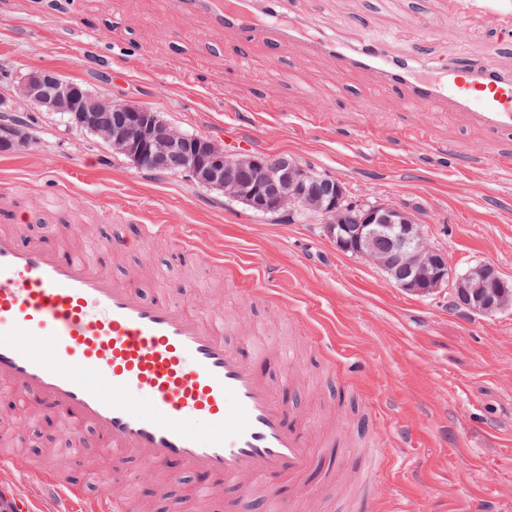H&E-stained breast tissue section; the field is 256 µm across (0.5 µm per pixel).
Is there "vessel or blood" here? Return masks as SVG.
<instances>
[{"label":"vessel or blood","mask_w":512,"mask_h":512,"mask_svg":"<svg viewBox=\"0 0 512 512\" xmlns=\"http://www.w3.org/2000/svg\"><path fill=\"white\" fill-rule=\"evenodd\" d=\"M170 11L206 15L237 34L235 61L252 42L288 41L328 56L340 71L370 72L411 104L467 112L487 131L512 138V76L483 66L395 57L381 45L327 38L289 15L283 0H162ZM183 260L216 264L194 238ZM172 284L148 298L131 278H116L80 252L62 255L44 241L20 244L0 229V386L18 399L39 397L67 422L92 426L113 452L114 474L96 496L56 470H25L58 503L57 512H137L114 498V482L148 476L167 496L171 461L216 477L251 512L258 494L313 468L310 440L296 413L273 392L249 356L224 343L222 316L203 304L193 315L171 300Z\"/></svg>","instance_id":"obj_1"}]
</instances>
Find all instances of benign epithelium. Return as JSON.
I'll return each instance as SVG.
<instances>
[{"mask_svg":"<svg viewBox=\"0 0 512 512\" xmlns=\"http://www.w3.org/2000/svg\"><path fill=\"white\" fill-rule=\"evenodd\" d=\"M9 108L37 105L46 112L67 113L75 125L86 128L137 165L149 158L158 169L173 170L207 184L275 218L298 207L322 217L327 234L342 249H356L385 269L394 283L420 295L441 288L455 293L471 313L493 316L512 307V283L489 264L456 274L445 257L427 242L420 227L403 211L383 204L362 210L356 224L341 223L343 197L336 178H315L284 156L269 159L233 155L208 137L189 141L185 132L148 114V109L92 96L80 85L52 70L31 71L14 80ZM22 143L19 126L0 121V148ZM395 231L392 253L380 255L370 248L381 233Z\"/></svg>","mask_w":512,"mask_h":512,"instance_id":"1","label":"benign epithelium"}]
</instances>
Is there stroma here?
<instances>
[{"label":"stroma","mask_w":512,"mask_h":512,"mask_svg":"<svg viewBox=\"0 0 512 512\" xmlns=\"http://www.w3.org/2000/svg\"><path fill=\"white\" fill-rule=\"evenodd\" d=\"M285 9L356 44L512 72V0H285ZM236 38L204 18L177 20L155 0H0V64L20 75L52 69L96 95L160 112L175 127L231 152L283 155L342 181L351 201L396 205L414 215L451 268L486 262L512 282V173L495 168L512 139L475 127L445 107L406 108L363 71L337 74L330 59L285 42L250 48L247 71L231 62ZM369 96L367 111L356 103ZM251 111H242V104ZM322 114L317 125L303 118ZM29 140L0 153V193L25 187L30 221L22 241L73 245L75 227L97 242H125L106 273L150 269L178 283L193 311L208 297L224 313V343L258 347L253 361L281 400L321 433L337 410L357 447L343 459L320 446L321 469L306 476V500L281 480L288 512H512V310L492 317L452 305L447 291L420 296L378 266L337 249L316 218L291 224L262 217L185 176L144 175L101 139L38 112ZM451 144L447 154L434 152ZM167 233L142 241L141 224ZM198 236L224 265L195 276L176 258L183 234ZM298 350L291 381L282 349ZM394 437L391 472L376 471V437ZM69 443L50 412L29 419L13 449L25 467L53 466ZM105 442L83 429L66 476L112 470ZM496 489L486 494L487 477Z\"/></svg>","instance_id":"35a3bbf8"}]
</instances>
